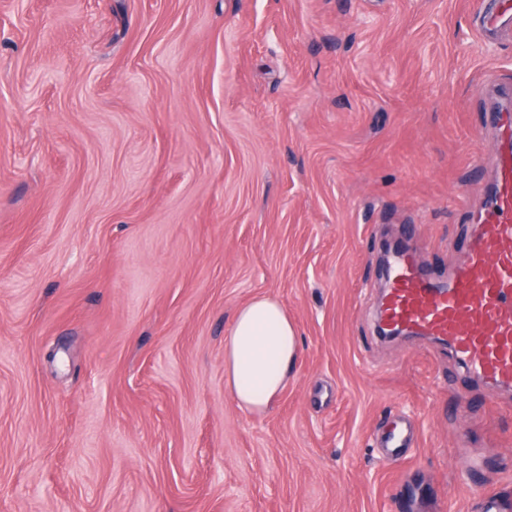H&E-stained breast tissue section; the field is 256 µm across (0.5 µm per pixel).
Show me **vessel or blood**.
Wrapping results in <instances>:
<instances>
[{
    "label": "vessel or blood",
    "mask_w": 512,
    "mask_h": 512,
    "mask_svg": "<svg viewBox=\"0 0 512 512\" xmlns=\"http://www.w3.org/2000/svg\"><path fill=\"white\" fill-rule=\"evenodd\" d=\"M505 29H512V0H497L481 32L490 38ZM497 130L505 148L463 261L441 282L424 273L409 252L397 251L379 318L392 331L446 339L469 372L511 388L512 104L498 107Z\"/></svg>",
    "instance_id": "vessel-or-blood-1"
}]
</instances>
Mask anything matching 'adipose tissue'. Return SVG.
<instances>
[{
	"mask_svg": "<svg viewBox=\"0 0 512 512\" xmlns=\"http://www.w3.org/2000/svg\"><path fill=\"white\" fill-rule=\"evenodd\" d=\"M297 350L295 324L277 300L259 296L239 307L224 341L226 385L238 405L268 409L288 384Z\"/></svg>",
	"mask_w": 512,
	"mask_h": 512,
	"instance_id": "adipose-tissue-1",
	"label": "adipose tissue"
}]
</instances>
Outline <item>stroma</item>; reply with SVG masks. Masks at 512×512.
I'll return each instance as SVG.
<instances>
[{
	"instance_id": "35a3bbf8",
	"label": "stroma",
	"mask_w": 512,
	"mask_h": 512,
	"mask_svg": "<svg viewBox=\"0 0 512 512\" xmlns=\"http://www.w3.org/2000/svg\"><path fill=\"white\" fill-rule=\"evenodd\" d=\"M490 0H0V512H512V388L378 333L495 177ZM277 298L264 412L224 339ZM407 421L398 461L376 438ZM297 350L295 324L277 300L258 296L239 307L224 341L226 385L238 405L268 409L288 384Z\"/></svg>"
}]
</instances>
